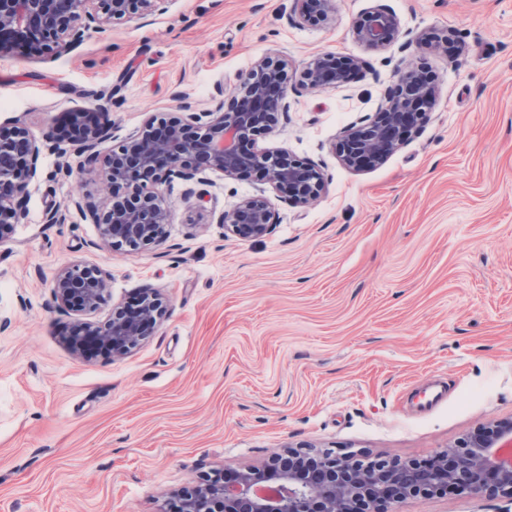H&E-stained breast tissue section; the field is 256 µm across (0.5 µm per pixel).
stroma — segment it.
<instances>
[{
    "mask_svg": "<svg viewBox=\"0 0 512 512\" xmlns=\"http://www.w3.org/2000/svg\"><path fill=\"white\" fill-rule=\"evenodd\" d=\"M290 5L173 0L61 57L0 58V130L39 137L106 103L109 149L145 114L209 108L270 52L288 55L293 84L319 52L364 65L346 86L290 93L287 119L256 139L328 177L309 207L275 200L258 239L225 237L217 218L270 186L207 173L192 197L165 189L162 245L111 248L71 206L104 204L105 185L64 173L70 140L44 153L0 245V512H171L205 476L287 448L419 461L512 418V0H339L318 25L288 21ZM375 7L411 46L354 39ZM400 65L438 87L426 122L381 165L344 167V128L378 111ZM52 209L64 223H46ZM74 262L110 274L94 321L145 288L164 294L165 320L126 356H75L63 338L80 318L51 290ZM386 510L512 512V500L466 491Z\"/></svg>",
    "mask_w": 512,
    "mask_h": 512,
    "instance_id": "1",
    "label": "stroma"
}]
</instances>
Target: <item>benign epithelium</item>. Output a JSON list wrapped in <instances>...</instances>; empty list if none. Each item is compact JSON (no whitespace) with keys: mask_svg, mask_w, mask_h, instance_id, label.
Listing matches in <instances>:
<instances>
[{"mask_svg":"<svg viewBox=\"0 0 512 512\" xmlns=\"http://www.w3.org/2000/svg\"><path fill=\"white\" fill-rule=\"evenodd\" d=\"M166 0H0V57L23 49L30 59L62 55L77 49L93 32L105 35L112 25L133 15L148 16ZM296 23L327 22L338 0H293ZM355 39L371 50H382L403 34L398 17L373 8L352 23ZM361 62L335 52L318 53L306 63L299 85L309 91L349 83ZM288 59L265 55L243 73L234 90L208 109L184 102L177 115L150 114L118 148L106 153L100 144L110 133V109L99 107L98 119L76 140L81 173H96L112 187L101 209L73 201L83 219L97 225L100 240L132 251L161 244L169 211L163 185L188 183L211 172L233 179L258 172L278 197L297 206L312 205L327 179L322 170L294 158L286 149L256 151V137L267 134L290 111ZM378 112L351 126L337 151L346 167L364 171L381 164L400 149L422 124L436 98V87L419 71L400 67ZM54 143L48 132L37 138L16 126L0 135V244L12 239L24 218L28 184L37 176L45 149ZM217 223L224 236L251 240L266 235L274 210L264 196L245 198L223 211ZM109 276L80 263L61 269L52 294L62 310L91 314L105 301ZM139 316L112 310L103 324L80 323L81 332L97 337L123 357L163 320L162 294L142 292ZM288 450L264 468L239 472L235 478L211 475L185 493L181 512H384L390 501L453 495L466 490L512 499V419L496 421L455 446L421 461L374 460L328 451L306 455V468Z\"/></svg>","mask_w":512,"mask_h":512,"instance_id":"obj_1","label":"benign epithelium"}]
</instances>
